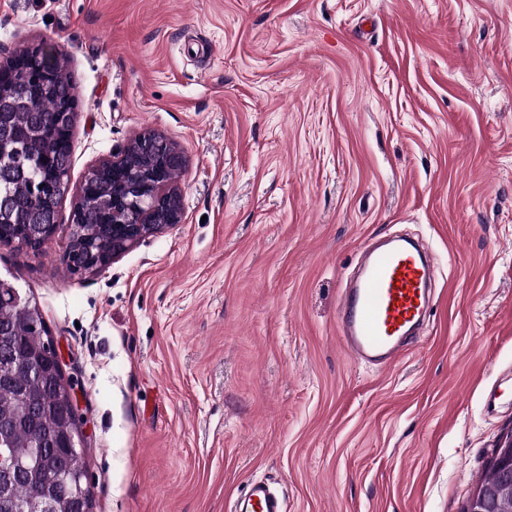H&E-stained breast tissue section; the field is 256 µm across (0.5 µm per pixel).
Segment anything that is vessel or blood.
Masks as SVG:
<instances>
[{"label":"vessel or blood","instance_id":"vessel-or-blood-1","mask_svg":"<svg viewBox=\"0 0 512 512\" xmlns=\"http://www.w3.org/2000/svg\"><path fill=\"white\" fill-rule=\"evenodd\" d=\"M435 269L420 244L398 236L364 247L357 278L343 288L338 335L357 361L389 368L416 343L431 303ZM231 512H287L268 484L256 481Z\"/></svg>","mask_w":512,"mask_h":512}]
</instances>
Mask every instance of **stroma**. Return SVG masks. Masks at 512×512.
<instances>
[{
    "label": "stroma",
    "instance_id": "35a3bbf8",
    "mask_svg": "<svg viewBox=\"0 0 512 512\" xmlns=\"http://www.w3.org/2000/svg\"><path fill=\"white\" fill-rule=\"evenodd\" d=\"M75 87L69 190L0 246L82 421L93 512H462L512 398V0H0V63ZM183 153L182 220L105 268L65 259L89 168L140 133ZM438 265L430 331L354 361L340 291L372 237ZM30 56L22 59H10L1 62L0 79L4 75L17 76L21 74L23 81L18 82L17 90L24 96H28L35 105L39 98L46 94L49 78L56 76L57 53L47 52L42 45L31 47ZM284 501L270 490L268 484L251 482L245 498L233 501L231 512H286Z\"/></svg>",
    "mask_w": 512,
    "mask_h": 512
}]
</instances>
